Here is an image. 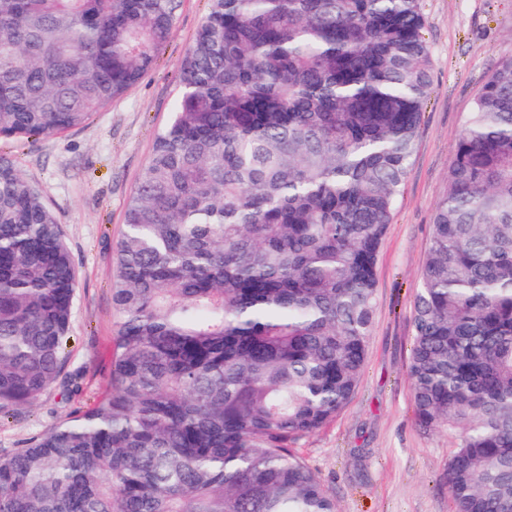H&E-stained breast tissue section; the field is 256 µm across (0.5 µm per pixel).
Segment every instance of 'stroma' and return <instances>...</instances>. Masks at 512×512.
I'll list each match as a JSON object with an SVG mask.
<instances>
[{"label":"stroma","instance_id":"35a3bbf8","mask_svg":"<svg viewBox=\"0 0 512 512\" xmlns=\"http://www.w3.org/2000/svg\"><path fill=\"white\" fill-rule=\"evenodd\" d=\"M432 58V90L410 174L376 265V309L363 375L348 404L295 446L339 512H449L445 479L453 435L415 423L408 363L414 294L435 207L448 188L463 123L485 80L512 54V0H421ZM207 12L181 0L156 65L86 126L17 142L0 139L24 176L51 203L76 267V300L65 344L66 374L33 404L0 415V454H9L84 410L106 391L118 317L114 254L127 202L169 119L176 64Z\"/></svg>","mask_w":512,"mask_h":512}]
</instances>
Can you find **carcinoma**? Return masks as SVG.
Here are the masks:
<instances>
[{"instance_id":"cac0c4a2","label":"carcinoma","mask_w":512,"mask_h":512,"mask_svg":"<svg viewBox=\"0 0 512 512\" xmlns=\"http://www.w3.org/2000/svg\"><path fill=\"white\" fill-rule=\"evenodd\" d=\"M180 0H0V138L87 124ZM115 256L110 387L0 456V512H337L293 448L364 371L375 267L430 96L421 0H207ZM76 269L0 154V413L65 368ZM417 425L451 512H512V55L485 81L414 301Z\"/></svg>"}]
</instances>
